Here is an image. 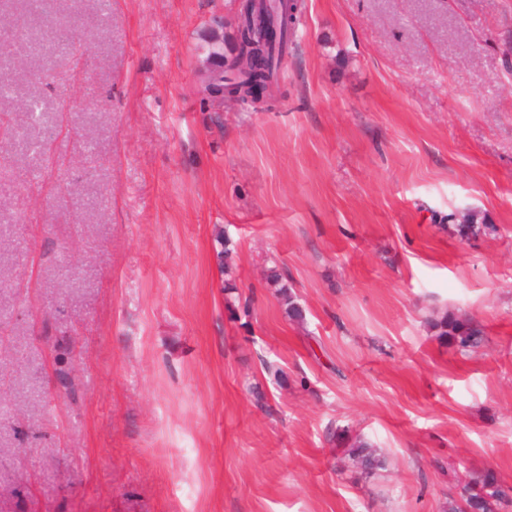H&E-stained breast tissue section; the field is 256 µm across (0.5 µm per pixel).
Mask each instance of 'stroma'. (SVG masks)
I'll use <instances>...</instances> for the list:
<instances>
[{"mask_svg":"<svg viewBox=\"0 0 512 512\" xmlns=\"http://www.w3.org/2000/svg\"><path fill=\"white\" fill-rule=\"evenodd\" d=\"M304 3L271 105L215 124L200 44L233 47L240 0H0V512H441L467 471L512 484V0ZM447 312L477 353L437 340ZM431 325L437 339L461 355L474 352L485 341L483 328L470 318L445 313ZM348 455L352 463L366 475H375L386 466V458L382 452L364 438H359L351 445Z\"/></svg>","mask_w":512,"mask_h":512,"instance_id":"35a3bbf8","label":"stroma"}]
</instances>
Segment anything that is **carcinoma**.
I'll return each mask as SVG.
<instances>
[{"instance_id": "obj_1", "label": "carcinoma", "mask_w": 512, "mask_h": 512, "mask_svg": "<svg viewBox=\"0 0 512 512\" xmlns=\"http://www.w3.org/2000/svg\"><path fill=\"white\" fill-rule=\"evenodd\" d=\"M302 7L301 0H244L243 21L237 29V40L242 45L227 58L219 47L209 50L208 56L218 63L205 91L210 95L222 92L224 98L246 104L252 96V84L278 82L288 46L293 43L301 21ZM280 296L288 307V315L302 320V310L288 285H281ZM432 328L441 343L461 355L475 351L485 341L483 328L470 318L446 313L432 322ZM348 455L354 465L370 476L386 466L382 452L364 438L351 445ZM502 487L497 474L485 470L468 474L460 495L470 512H503L512 507V499L504 497Z\"/></svg>"}]
</instances>
